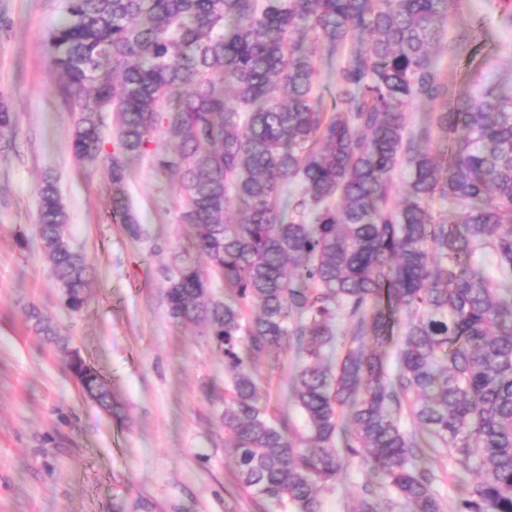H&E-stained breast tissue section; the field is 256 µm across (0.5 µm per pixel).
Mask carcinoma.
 <instances>
[{
  "instance_id": "carcinoma-1",
  "label": "carcinoma",
  "mask_w": 512,
  "mask_h": 512,
  "mask_svg": "<svg viewBox=\"0 0 512 512\" xmlns=\"http://www.w3.org/2000/svg\"><path fill=\"white\" fill-rule=\"evenodd\" d=\"M452 4L66 0L47 38L76 159L103 152L102 114L114 118L112 221L138 231L125 160L178 174L181 221L207 263L180 256L168 314L224 356V393L209 389L224 446L239 486L279 512H322L319 487L354 462L365 480L353 512H443L438 456L474 475L458 479L455 512H512V89L448 98L432 55ZM349 41L328 112L311 96L314 59ZM440 98L425 130L407 128L412 101ZM434 130L445 143L435 155L422 145ZM14 132L0 102L1 149ZM38 195L43 254L76 312L89 267L56 180ZM437 198L455 220L434 211ZM27 317L85 397L112 412L105 380L52 319L34 305ZM290 349L302 433L270 413L256 371Z\"/></svg>"
}]
</instances>
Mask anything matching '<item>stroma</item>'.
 Here are the masks:
<instances>
[{"instance_id":"35a3bbf8","label":"stroma","mask_w":512,"mask_h":512,"mask_svg":"<svg viewBox=\"0 0 512 512\" xmlns=\"http://www.w3.org/2000/svg\"><path fill=\"white\" fill-rule=\"evenodd\" d=\"M65 0H0V99L16 117L13 149L0 151V512H269L236 484L219 405L224 359L208 336L175 323L166 277L189 247L176 178L149 159L127 164L126 192L139 230L113 223L109 155L80 163L72 117L56 92L46 39ZM512 0H458L445 41L480 25L481 39L435 58L454 95L472 74L512 83ZM56 178L68 231L91 267L87 305L61 300L38 236V189ZM38 306L102 375L118 406L100 411L27 320ZM293 356L257 372L272 408L301 416L288 398ZM358 465L322 488L323 512H352Z\"/></svg>"}]
</instances>
